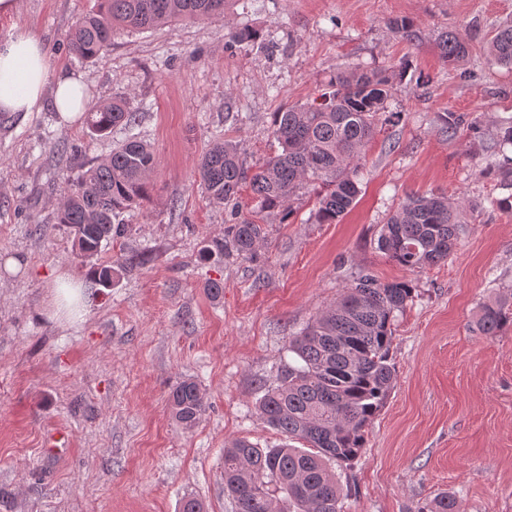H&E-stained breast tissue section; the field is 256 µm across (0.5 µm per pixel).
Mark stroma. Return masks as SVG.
<instances>
[{"instance_id":"obj_1","label":"stroma","mask_w":512,"mask_h":512,"mask_svg":"<svg viewBox=\"0 0 512 512\" xmlns=\"http://www.w3.org/2000/svg\"><path fill=\"white\" fill-rule=\"evenodd\" d=\"M91 6L20 0L0 14V39L28 31L91 101L122 97L137 114L132 132L93 137L47 105L0 112V255L21 262L0 269V512H180L188 497L232 512L225 444L282 443L257 418L262 387L295 362L292 336L364 270L415 292L394 322L395 386L362 455L336 469L343 512H419L442 492L459 512H512V324L491 337L474 327L483 303L512 297V212L492 206L505 191L484 171L512 119V68L483 52L512 0H229L222 16L124 32L102 62L83 64L68 44ZM396 18L413 21L414 39L391 28ZM233 27L256 40L232 42ZM445 29L469 47L454 67L437 47ZM390 66L403 72L388 104L400 119L371 142L354 208L319 224L305 193L287 222L271 218L256 259L203 258L227 217L199 182L208 146L233 140L262 163L278 148L274 112L317 98L338 72ZM448 112L477 128L443 132ZM131 133L156 153L150 198L123 214L125 234L97 260H149L104 288L74 258L56 208L63 175ZM428 192L465 202L468 224L448 261L412 273L377 238L403 201ZM61 274L87 297L69 318L54 315ZM187 376L206 401L190 430L167 407Z\"/></svg>"}]
</instances>
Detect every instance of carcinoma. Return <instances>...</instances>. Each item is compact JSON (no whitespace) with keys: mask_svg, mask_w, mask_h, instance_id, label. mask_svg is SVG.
Wrapping results in <instances>:
<instances>
[{"mask_svg":"<svg viewBox=\"0 0 512 512\" xmlns=\"http://www.w3.org/2000/svg\"><path fill=\"white\" fill-rule=\"evenodd\" d=\"M227 0H94L76 18L69 51L81 62H99L117 33L125 28L150 29L180 20H203L224 14ZM437 46L449 64L463 60L466 44L454 31L438 35ZM485 52L497 65L512 67V21L500 26ZM401 73L392 67L353 69L329 79L319 99L274 113L272 134L281 152L251 170L240 145L229 140L211 144L200 158V185L209 200L227 205L249 184L255 202L245 215L235 206L225 219L224 239L203 253L252 260L265 241V215H291V202L313 188L315 221L335 224L356 204L365 150L387 114L391 90ZM136 114L126 100L114 98L87 112L93 135L114 128L129 130ZM157 160L148 144L134 135L95 160L66 188L56 223L72 237L74 257L87 261L125 231L121 216L148 196ZM466 223V206L431 192L408 198L383 225L378 248L398 265L415 271L448 260ZM147 262L144 254L127 255L117 266L94 264L91 276L104 288L112 276ZM408 281L382 283L362 271L336 303L322 310L296 336L288 351L297 364H286L276 383L257 405L258 418L285 437L286 443L261 448L235 439L224 448V489L234 512H342L343 492L328 462L349 465L365 447L368 426L394 388L396 374L390 347L395 313L412 299ZM512 321V306L501 301L482 305L476 327L495 336ZM172 419L191 429L206 411L204 395L191 378L168 393ZM306 442L311 453L290 445ZM419 512H457L448 493L425 503Z\"/></svg>","mask_w":512,"mask_h":512,"instance_id":"1","label":"carcinoma"}]
</instances>
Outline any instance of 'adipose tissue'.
Returning a JSON list of instances; mask_svg holds the SVG:
<instances>
[{
  "label": "adipose tissue",
  "instance_id": "1",
  "mask_svg": "<svg viewBox=\"0 0 512 512\" xmlns=\"http://www.w3.org/2000/svg\"><path fill=\"white\" fill-rule=\"evenodd\" d=\"M52 90L56 112L67 122L85 109L83 85L74 74L51 71L42 43L19 31L0 42V112H37L45 90Z\"/></svg>",
  "mask_w": 512,
  "mask_h": 512
}]
</instances>
